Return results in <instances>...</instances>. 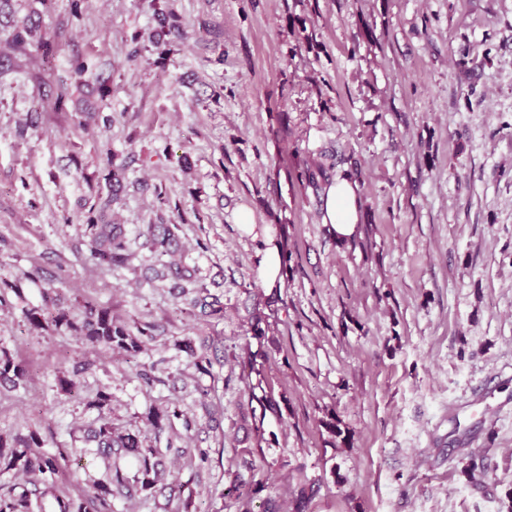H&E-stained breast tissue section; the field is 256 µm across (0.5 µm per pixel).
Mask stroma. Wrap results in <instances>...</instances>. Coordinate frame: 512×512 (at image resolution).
I'll use <instances>...</instances> for the list:
<instances>
[{
  "mask_svg": "<svg viewBox=\"0 0 512 512\" xmlns=\"http://www.w3.org/2000/svg\"><path fill=\"white\" fill-rule=\"evenodd\" d=\"M171 11L186 35L163 58L149 37ZM27 23L37 33L16 46ZM80 63L98 85L75 82ZM110 155L129 164L113 220L133 235L181 225L222 316L185 311L148 251L112 272L76 259ZM345 174L363 208L340 241L324 197ZM270 237L285 257L273 289L255 263ZM35 266L67 304L91 296L163 328L132 358L31 328L38 288L0 310V345L28 368L0 387L1 434L69 451L105 387L114 426L161 454L155 488L114 496L112 512H237L224 489L245 448L268 462L253 512L270 498L292 512L303 486L308 512H512V0H10L0 282ZM185 336L215 345L209 370L171 349ZM77 359L91 369L72 397L57 377ZM264 394L280 409L258 424ZM166 405L192 430L178 420L155 437L144 416ZM330 412L342 437L321 424ZM102 472L79 453L56 495ZM56 495L42 512H58Z\"/></svg>",
  "mask_w": 512,
  "mask_h": 512,
  "instance_id": "stroma-1",
  "label": "stroma"
}]
</instances>
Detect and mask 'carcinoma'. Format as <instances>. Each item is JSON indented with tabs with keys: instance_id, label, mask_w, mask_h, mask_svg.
<instances>
[{
	"instance_id": "cac0c4a2",
	"label": "carcinoma",
	"mask_w": 512,
	"mask_h": 512,
	"mask_svg": "<svg viewBox=\"0 0 512 512\" xmlns=\"http://www.w3.org/2000/svg\"><path fill=\"white\" fill-rule=\"evenodd\" d=\"M127 163H115L107 158V174L104 177L106 190H98L89 198L85 221L80 225L81 243L89 251L88 259L94 265L112 271L125 268L135 257L125 225L112 223V202L123 189ZM180 230L178 224H148L142 233L139 247L151 253L174 254L178 247ZM167 272L161 280L169 282V288L176 291L179 298L189 297V305L198 307L210 316L219 315L223 308L218 300H209L206 287L197 284V278H188L185 267L179 262L166 265ZM42 280L39 270L26 271L15 281L3 283L0 287V307L8 304L7 291L18 292L23 282L36 284ZM23 318L34 329L52 328L73 336L82 344L99 346L108 350L118 349L130 356L147 350L156 340L158 327L154 324L131 326L116 319L112 308L85 298L73 311L61 303L59 294L51 284L41 288V302L22 309ZM176 353H183L194 360L201 358L194 340L190 337L176 339L172 344ZM89 364L76 361L70 373L59 379L61 392L72 394L78 388ZM27 378L26 365L13 357L7 350H0V386L16 388ZM87 407L97 411L94 425L81 436H73L74 443L92 446L97 449L104 463V475L92 480L91 492L77 498L55 497L58 512H111L112 497L134 488L143 491L154 488L160 473V460L152 448L143 446L138 433L119 432L112 426V394L98 391L87 401ZM176 419L183 420L186 431H191L192 422L177 406L148 411L146 421L156 435H161L172 427ZM130 456L137 460L139 468L134 480H129L117 464V460ZM66 456L42 451V440L35 431L13 437L0 435V472L12 471L16 475L39 476L43 482L58 474L61 462ZM252 484L240 474L236 475L226 488L225 496L234 500L243 512H251L249 501L243 498V488ZM37 490L21 488L15 484L0 492V512H34L39 508Z\"/></svg>"
}]
</instances>
